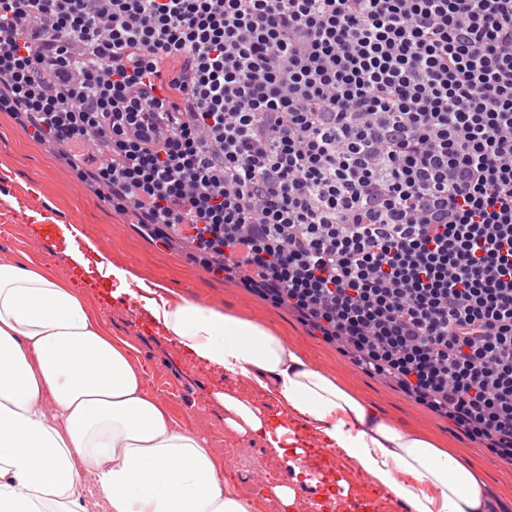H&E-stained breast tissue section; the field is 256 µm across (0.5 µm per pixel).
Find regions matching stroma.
<instances>
[{"mask_svg":"<svg viewBox=\"0 0 512 512\" xmlns=\"http://www.w3.org/2000/svg\"><path fill=\"white\" fill-rule=\"evenodd\" d=\"M70 224L79 225L113 263L133 274L163 283L190 300L268 324L316 369L378 407L393 422L428 435L439 447L480 467L504 504L502 512H512V464L470 442L396 386L363 374L287 308L223 282L190 260L185 251L164 247L140 225L126 223L60 156L27 134L10 113L0 112V259L44 265L68 277L113 342L127 350L143 373L147 392L164 405L175 426L205 438L225 479L253 501L255 512L280 509L268 488H256L250 481L253 468L278 471L282 484L289 482L293 468L271 450L265 438L228 429L224 408L214 401L212 392L223 389L251 400L274 424L281 423L284 409L249 379L207 367L181 351L134 299L114 296L109 280L73 268L63 235L64 226ZM293 429L301 449L300 463L311 473L309 482L293 484L294 512H311L327 496H346L366 483V476L358 471L349 481L325 483L322 471L328 449L324 441L303 424H294Z\"/></svg>","mask_w":512,"mask_h":512,"instance_id":"35a3bbf8","label":"stroma"}]
</instances>
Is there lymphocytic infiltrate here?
Listing matches in <instances>:
<instances>
[{
    "label": "lymphocytic infiltrate",
    "instance_id": "f902f5d3",
    "mask_svg": "<svg viewBox=\"0 0 512 512\" xmlns=\"http://www.w3.org/2000/svg\"><path fill=\"white\" fill-rule=\"evenodd\" d=\"M0 112L512 463V0H0Z\"/></svg>",
    "mask_w": 512,
    "mask_h": 512
}]
</instances>
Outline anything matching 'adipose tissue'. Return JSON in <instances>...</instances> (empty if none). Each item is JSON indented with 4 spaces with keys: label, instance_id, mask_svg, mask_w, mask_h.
<instances>
[{
    "label": "adipose tissue",
    "instance_id": "ef3b65f1",
    "mask_svg": "<svg viewBox=\"0 0 512 512\" xmlns=\"http://www.w3.org/2000/svg\"><path fill=\"white\" fill-rule=\"evenodd\" d=\"M71 239H83L71 227ZM70 253L97 257L104 276L141 304L196 359L253 379L294 421L355 461L408 512H500L482 471L313 368L268 325L171 297L112 263L92 240ZM214 399L240 433L285 455L286 428L250 400ZM104 512H255L225 480L209 448L173 425L68 278L0 262V512H85L88 484Z\"/></svg>",
    "mask_w": 512,
    "mask_h": 512
}]
</instances>
